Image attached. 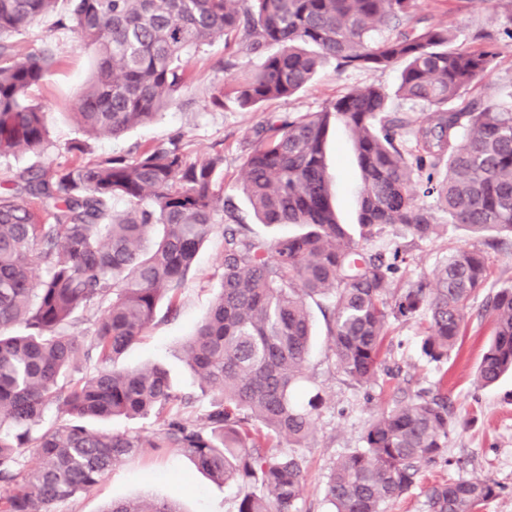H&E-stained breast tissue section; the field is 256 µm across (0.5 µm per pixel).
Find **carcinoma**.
<instances>
[{
  "instance_id": "1",
  "label": "carcinoma",
  "mask_w": 512,
  "mask_h": 512,
  "mask_svg": "<svg viewBox=\"0 0 512 512\" xmlns=\"http://www.w3.org/2000/svg\"><path fill=\"white\" fill-rule=\"evenodd\" d=\"M59 15L93 51L96 67L74 100L91 136L121 138L172 106L190 80L181 66L221 41L260 59L233 91L242 108L291 97L326 62L340 71L401 66L397 94L427 108L412 125L380 87L353 88L318 112L269 119L244 160L243 193L264 224L299 235L253 239L224 211L223 156L190 159L182 139L131 155L0 172V512H60L137 455H180L213 481L241 489L237 512H300L305 468L279 440L302 448L315 405L300 400L311 339L307 299L318 297L329 360L357 383L377 374L390 317L429 321L435 362L455 349L490 257L458 249L389 303L392 258L361 240L383 226L419 239L447 223L512 238V105L465 100L495 52L451 46L447 27L417 15V0H0V159L36 152L48 113L29 98L58 59L43 44L20 53L12 36ZM278 51L270 54V46ZM353 135L361 172L359 238L331 204L329 129ZM126 203L112 209V200ZM224 239V279L184 344L186 360L218 397L201 417L159 365L120 364L160 301L185 282L203 244ZM495 329L477 367L481 386L512 371V286L486 305ZM94 333L75 336L78 314ZM22 324L26 334L10 329ZM92 363L72 379L78 360ZM54 413V424L32 427ZM154 416L147 433L94 432L92 417ZM448 396L403 397L368 423L364 447L338 459L325 486L329 512H383L448 447ZM499 485L475 476L426 492L427 512H472ZM103 512H181L177 501L114 502Z\"/></svg>"
}]
</instances>
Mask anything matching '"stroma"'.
Instances as JSON below:
<instances>
[{"label":"stroma","instance_id":"35a3bbf8","mask_svg":"<svg viewBox=\"0 0 512 512\" xmlns=\"http://www.w3.org/2000/svg\"><path fill=\"white\" fill-rule=\"evenodd\" d=\"M419 12L429 23L450 26L455 46L478 50L493 46L496 57L488 76L470 90L471 98L485 103L505 101L512 91V40L504 36L508 13L491 7L486 0H420ZM22 47L32 49L51 41L60 59L48 83L33 90L32 99L49 114L47 144L38 153L26 152L9 158L12 168L56 166L75 159L69 147L87 141L96 156L143 151L184 135L190 156L222 153L224 156V196L231 199L235 213L247 225L250 235L271 240L299 233L296 225L260 223L242 192L243 162L251 147L254 129L272 115L292 118L321 110L327 103L354 86L376 85L391 98L395 111L411 120H420L421 107L397 98L400 70H352L338 72L335 63L324 64L313 84L297 94L244 109L235 100L231 80L245 68H256L258 59L238 56L235 68L222 69L227 58L223 44L203 46L186 64L189 90L152 122L137 126L124 137L86 138L71 116L77 91L91 76L95 60L70 31L56 28L54 17H46L33 29L16 35ZM225 91L223 108L211 107L213 87ZM332 177V202L340 223L351 235H358L361 177L350 131L336 125L326 145ZM483 238L451 225H443L437 235L414 240L399 226L383 227L367 242L372 252L390 253L401 248L404 261L394 274L390 288L400 292L411 281L431 276L449 253L460 247L483 245ZM223 239L213 236L196 256L191 272L175 300H162L142 340L125 356L129 365L157 364L165 368L180 392L195 395V411L203 413L213 396L202 393L200 382L188 368L181 345L208 311L223 280L221 254ZM490 278L472 301L454 352L436 363L421 349L426 322L423 317L394 318L386 327L383 342L384 365L370 383L351 382L327 362L330 341L326 323L316 302H309L314 324V340L308 356L309 381L303 385L305 397H318L315 431L311 442L299 453L305 460L307 493L302 512H329L324 486L330 465L343 455L363 447V436L373 415L387 410L398 389L443 391L448 396L452 423L448 429L449 463L423 467L418 484L389 501L384 512H426L428 487L473 476L487 477L500 486L499 494L485 503L480 512H512V373L490 386L478 385L475 370L489 342L493 323L483 316L482 306L499 288L512 284V245L490 250ZM237 489L219 485L182 457L162 460L135 458L113 468L90 493L77 495L63 504L62 512H101L115 501L165 500L177 498L182 512H236Z\"/></svg>","mask_w":512,"mask_h":512}]
</instances>
